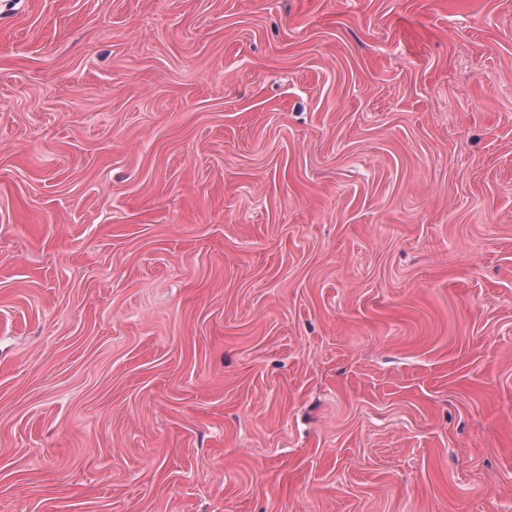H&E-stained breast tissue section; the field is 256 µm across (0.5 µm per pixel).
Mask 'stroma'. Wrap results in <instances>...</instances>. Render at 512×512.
<instances>
[{"label": "stroma", "mask_w": 512, "mask_h": 512, "mask_svg": "<svg viewBox=\"0 0 512 512\" xmlns=\"http://www.w3.org/2000/svg\"><path fill=\"white\" fill-rule=\"evenodd\" d=\"M0 512H512V0H0Z\"/></svg>", "instance_id": "stroma-1"}]
</instances>
